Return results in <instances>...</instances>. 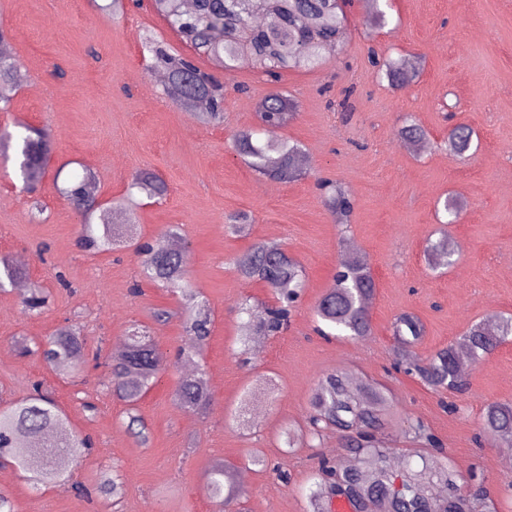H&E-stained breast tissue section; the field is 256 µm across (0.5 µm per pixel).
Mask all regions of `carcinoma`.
Listing matches in <instances>:
<instances>
[{
  "instance_id": "1",
  "label": "carcinoma",
  "mask_w": 512,
  "mask_h": 512,
  "mask_svg": "<svg viewBox=\"0 0 512 512\" xmlns=\"http://www.w3.org/2000/svg\"><path fill=\"white\" fill-rule=\"evenodd\" d=\"M345 5L346 0H192L187 8L184 0H167L158 14L197 55L221 64L224 70L237 69L247 58L278 78L284 71L313 67L321 52L340 46L345 38ZM149 51L153 53V68L166 75L164 92L173 103L198 113L205 122L223 118L224 89L214 77L202 72L190 59L174 55L161 45L151 46ZM373 64L394 89L414 83L421 70L419 64L405 58L375 59ZM16 87L17 63L12 56L0 53V111L9 109ZM293 110L286 95L273 91L260 110V119L269 132L265 141L255 139L250 129L234 135V151L259 174L281 181L302 175L301 149L275 135ZM472 136L468 126L452 127L448 130V152L458 157L465 155L471 149ZM425 138L426 131L414 122L399 130V139L407 146H417ZM1 142L14 145L23 190L33 198L32 213L42 212L34 197L53 153V134L44 127L22 125L15 132L1 131ZM92 183V173L85 170L71 178L60 193L86 220L105 209L100 214L102 230L97 232L93 225L85 223L79 237L84 250L100 252L113 248L124 238L122 226L109 223V212L115 209L128 214L131 226L134 203L130 199L116 200L105 208L91 191ZM318 187L324 191L325 202L337 219L346 220L353 208L351 195L327 180L318 182ZM130 188L149 199H162L168 192L167 184L147 169L133 175ZM130 245L149 281L180 293L187 342L179 350L178 358L191 360L193 350L207 343L211 314L206 300L187 279L184 252L148 240H132ZM455 253L446 238L427 246L428 261L434 265L451 263ZM235 270L244 280L263 283L276 298L261 315L242 323V335L248 338L280 332L290 318L297 289L303 287L301 264L278 245L256 242L238 255ZM24 276L21 268L0 257V291ZM376 289L367 258L354 253L342 264L334 287L319 301L316 316L330 334L365 338L372 333L367 303ZM47 304L45 289L34 286L29 289L23 308L34 315ZM422 333L417 318L400 316L394 326L399 343L397 353L406 354ZM511 335L512 318L493 327L476 323L457 343L414 362V369L433 388L461 392L467 388V381L458 369L459 351H466L477 362ZM86 345L87 339L80 329L67 325L32 347L21 345L20 351L36 354L57 371L69 374L70 363H87ZM106 365L112 396L127 406L128 432L147 444L149 429L136 405L155 382L163 365L161 353L146 332L135 329L125 339L123 348L108 357ZM211 399V390L201 371L182 376L174 391V401L187 412H206ZM311 406L314 425H334L359 438L354 448L357 478L324 465L314 496H342L355 506L367 499L373 503L375 512H470L458 493L456 474L439 457L420 455L416 461L407 460L398 470L393 468L392 449L376 441L373 435L385 412V400L375 388L353 387L344 374L331 372L316 385ZM67 426L65 412L43 389V384L33 383L28 396L0 407V464L23 474L35 487L59 482L66 470L58 465L57 459L66 456L76 462L93 448L90 437L68 433L64 431ZM483 426L496 443L511 448L512 403L489 405ZM205 488L210 496L218 498V512H224V505L234 504V495L238 493L233 467L222 463L212 466ZM96 490L114 498L119 496V475L101 477L96 481Z\"/></svg>"
}]
</instances>
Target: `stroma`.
<instances>
[{
    "mask_svg": "<svg viewBox=\"0 0 512 512\" xmlns=\"http://www.w3.org/2000/svg\"><path fill=\"white\" fill-rule=\"evenodd\" d=\"M111 0H0V26L11 54L29 69L0 126L50 127L56 142L40 185L41 216H33L18 177L0 180V256L22 258L30 280L51 294L42 314L23 309L16 287L0 291V404L26 396L33 382L65 409L72 432L89 435L93 450L70 480L32 492L18 472L0 480L16 512H214L203 491L217 463L246 478L241 512H311L321 460L347 468L353 439L336 428L314 432L310 397L338 370L350 384L382 389L389 411L379 438L394 451L393 467L437 450L457 471L473 512H512V448L483 431L489 404L512 402V343L470 364L465 393L436 391L393 367L397 318L412 315L423 334L408 351L423 359L460 339L472 324L512 316V0H391L388 25L369 21L370 0L345 9L349 38L319 63L271 82L246 64L227 72L196 63L224 85V121L202 123L172 104L144 49L151 36L189 57L192 48L150 6ZM421 60L419 79L401 90L378 78L368 57ZM288 93L295 118L279 131L303 152V178L280 182L253 171L232 148L239 130L256 127L259 104L273 90ZM412 118L427 132L422 149L404 147L398 132ZM475 131L462 157L445 144L452 125ZM90 169L97 195L123 196L147 168L167 184L159 201L138 196L134 230L164 239L179 227L190 281L212 310V332L198 361L213 394L206 414L172 400L185 343L177 299L142 275L126 249L91 254L78 245L81 217L60 196L73 173ZM325 178L347 190L354 208L346 222L328 210L316 185ZM457 197L464 213L448 223L443 202ZM246 213L244 232L227 218ZM447 237L452 266L430 267L429 242ZM258 241L281 244L306 271L305 287L279 333L239 355L243 300L272 303L267 288L240 278L235 258ZM371 262L377 291L364 339L318 336L314 309L332 287L347 245ZM158 309L170 313L154 318ZM80 326L88 350L111 355L133 328L148 331L165 357L154 386L139 401L150 431L141 445L124 427L125 405L102 387L105 367L64 377L6 339L38 340L64 323ZM95 411L83 410V402ZM424 425L437 447L413 438ZM118 471V500L78 495L100 473Z\"/></svg>",
    "mask_w": 512,
    "mask_h": 512,
    "instance_id": "35a3bbf8",
    "label": "stroma"
}]
</instances>
